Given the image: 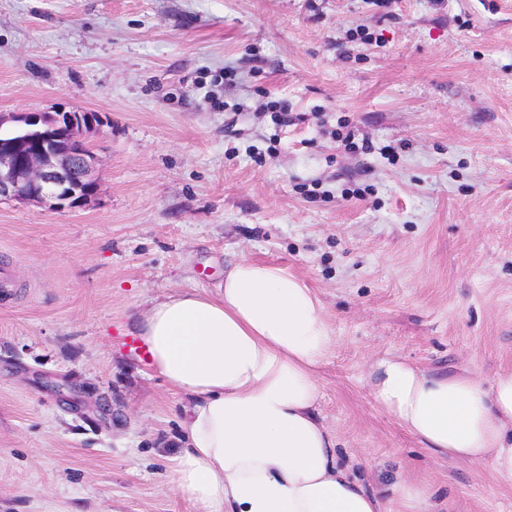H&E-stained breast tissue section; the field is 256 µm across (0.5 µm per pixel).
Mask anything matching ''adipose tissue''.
<instances>
[{"label": "adipose tissue", "instance_id": "1", "mask_svg": "<svg viewBox=\"0 0 512 512\" xmlns=\"http://www.w3.org/2000/svg\"><path fill=\"white\" fill-rule=\"evenodd\" d=\"M134 329L183 399L172 480L193 512H394L396 502L426 512L430 487L400 480L387 499L338 465L317 376L335 339L300 277L243 258L215 293L168 295ZM363 383L433 456L512 479V370L486 386L465 369L439 376L387 355Z\"/></svg>", "mask_w": 512, "mask_h": 512}]
</instances>
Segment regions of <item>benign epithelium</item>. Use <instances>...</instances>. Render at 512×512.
Returning a JSON list of instances; mask_svg holds the SVG:
<instances>
[{"mask_svg":"<svg viewBox=\"0 0 512 512\" xmlns=\"http://www.w3.org/2000/svg\"><path fill=\"white\" fill-rule=\"evenodd\" d=\"M0 138V201L54 210L87 206L99 190L97 158L87 144L98 115L84 111L28 112Z\"/></svg>","mask_w":512,"mask_h":512,"instance_id":"benign-epithelium-1","label":"benign epithelium"}]
</instances>
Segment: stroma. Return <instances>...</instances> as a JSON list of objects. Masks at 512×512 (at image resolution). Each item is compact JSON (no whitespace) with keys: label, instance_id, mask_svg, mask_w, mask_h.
<instances>
[{"label":"stroma","instance_id":"obj_1","mask_svg":"<svg viewBox=\"0 0 512 512\" xmlns=\"http://www.w3.org/2000/svg\"><path fill=\"white\" fill-rule=\"evenodd\" d=\"M73 110L101 119L95 199L0 201V512H185L180 395L133 318L242 258L323 302L341 465L512 512V480L433 457L362 382L386 355L512 370V0H0V113Z\"/></svg>","mask_w":512,"mask_h":512}]
</instances>
